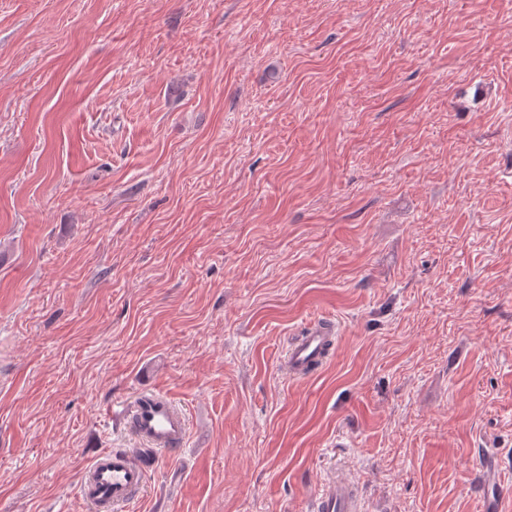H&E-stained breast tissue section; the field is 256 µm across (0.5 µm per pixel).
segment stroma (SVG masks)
Instances as JSON below:
<instances>
[{"instance_id": "1", "label": "stroma", "mask_w": 512, "mask_h": 512, "mask_svg": "<svg viewBox=\"0 0 512 512\" xmlns=\"http://www.w3.org/2000/svg\"><path fill=\"white\" fill-rule=\"evenodd\" d=\"M139 393L128 512L512 487V0H0V512H91ZM337 327L312 322L306 331L288 345L287 368L292 376L307 375L335 344ZM149 448L112 451L105 449L81 477L82 495L95 512H112L132 502L143 490L148 470L157 463V452L176 454L184 446L187 421L161 393L139 398L114 413ZM151 450L155 456L140 451ZM316 512H359L360 507L353 483L343 476H336L319 492Z\"/></svg>"}]
</instances>
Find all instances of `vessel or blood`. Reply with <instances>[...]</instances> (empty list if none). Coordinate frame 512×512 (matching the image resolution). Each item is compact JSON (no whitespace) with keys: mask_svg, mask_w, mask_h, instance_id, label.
Returning <instances> with one entry per match:
<instances>
[{"mask_svg":"<svg viewBox=\"0 0 512 512\" xmlns=\"http://www.w3.org/2000/svg\"><path fill=\"white\" fill-rule=\"evenodd\" d=\"M338 335L334 326L313 322L288 346L287 368L290 375L310 373ZM117 421L132 429L149 447L140 450H103L81 477L82 495L94 512H117L119 506L132 502L143 490L149 469L157 462L156 452L176 454L187 436L184 415L163 394L139 398L115 415ZM482 495L483 512H503L508 496L506 489L492 483L487 472H480L477 483ZM316 512H360L353 483L346 477L333 479L319 492Z\"/></svg>","mask_w":512,"mask_h":512,"instance_id":"obj_1","label":"vessel or blood"}]
</instances>
